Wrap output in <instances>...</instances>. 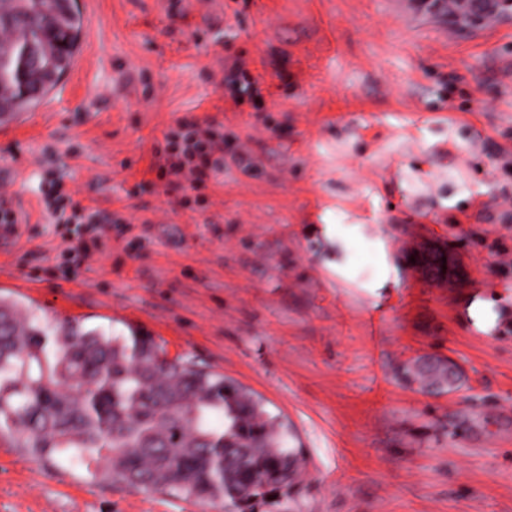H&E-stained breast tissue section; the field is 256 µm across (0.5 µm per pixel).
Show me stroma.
<instances>
[{"label":"stroma","instance_id":"obj_1","mask_svg":"<svg viewBox=\"0 0 512 512\" xmlns=\"http://www.w3.org/2000/svg\"><path fill=\"white\" fill-rule=\"evenodd\" d=\"M78 0L67 74L0 133V295L87 329L150 332L259 398L300 449L259 512H512V12L425 0ZM244 56L260 106L214 78ZM211 117L252 173L148 185L155 146ZM62 180L115 216L61 275L39 206ZM446 250L452 273L417 262ZM452 361V390L406 367ZM0 512H217L35 461L0 440Z\"/></svg>","mask_w":512,"mask_h":512}]
</instances>
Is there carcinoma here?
I'll list each match as a JSON object with an SVG mask.
<instances>
[{"label": "carcinoma", "mask_w": 512, "mask_h": 512, "mask_svg": "<svg viewBox=\"0 0 512 512\" xmlns=\"http://www.w3.org/2000/svg\"><path fill=\"white\" fill-rule=\"evenodd\" d=\"M81 31L75 0H33L3 37L2 112L35 107L71 67ZM443 253L422 256L444 275ZM406 377L424 388L448 387L458 373L442 362L417 363ZM0 436L32 457L106 465L115 483L173 491L236 512L288 487L298 450L288 428L255 395L224 375L132 333L85 331L70 319L47 318L0 299Z\"/></svg>", "instance_id": "1"}]
</instances>
